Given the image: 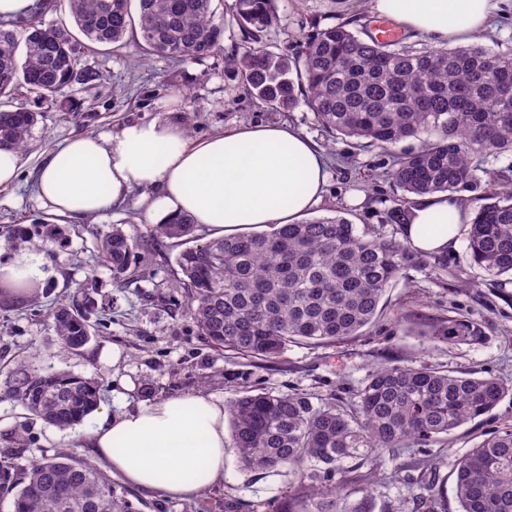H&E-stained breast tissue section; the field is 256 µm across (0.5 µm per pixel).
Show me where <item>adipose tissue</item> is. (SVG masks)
Wrapping results in <instances>:
<instances>
[{"label":"adipose tissue","instance_id":"1","mask_svg":"<svg viewBox=\"0 0 512 512\" xmlns=\"http://www.w3.org/2000/svg\"><path fill=\"white\" fill-rule=\"evenodd\" d=\"M506 0H368L373 14L428 36L434 44L466 43L483 35ZM327 158L293 127L253 123L190 140L179 121L159 117L124 125L110 136L83 134L51 148L38 174V197L75 222L97 217L147 187L153 222L179 215L221 234L238 226L288 224L322 199ZM469 211L445 194L422 197L405 233L415 248L445 253L458 233L439 220ZM43 255L25 248L0 260V282L23 288L42 282ZM85 444L124 481L141 491L189 500L222 481L229 446L223 401L186 393L112 414Z\"/></svg>","mask_w":512,"mask_h":512}]
</instances>
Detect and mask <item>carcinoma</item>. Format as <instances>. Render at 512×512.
<instances>
[{"label": "carcinoma", "instance_id": "cac0c4a2", "mask_svg": "<svg viewBox=\"0 0 512 512\" xmlns=\"http://www.w3.org/2000/svg\"><path fill=\"white\" fill-rule=\"evenodd\" d=\"M66 0L79 31L93 44L120 47L139 28L144 50L177 62L223 51L224 23L212 0ZM56 7L41 0L18 20L0 18V97L18 101L0 110V151L27 146L44 105L63 88L99 75L78 68L82 45L67 26L45 20ZM240 43L224 56L267 106L291 111L305 101L327 136L349 138L391 158L392 178L405 198L388 221L410 222L413 198L456 193L486 177L482 203L467 230L470 266L512 283V182L488 167L512 158V51L478 44L452 48L380 41L349 23L316 29L295 48L274 53L261 36L280 22L277 0H235ZM418 146L400 152L397 144ZM197 225L179 216L132 237L120 228L100 241L99 258L121 284L136 251L160 239L187 244L176 257L200 335L233 355L270 361L291 344L334 343L357 336L380 312L387 290L410 268L447 270L441 255L416 249L407 237L360 231L347 218L302 219L270 230L196 242ZM95 285L82 302L53 314L58 342L78 350L92 338ZM450 346L484 341L481 324L450 317L426 334ZM512 389L494 377L440 370L412 361L378 369L352 402L313 403L303 394L245 393L228 414L233 448L251 470L293 471L309 494L288 498L279 512H373L374 489L356 468L385 451L445 444L448 435L492 411ZM0 395L31 415L65 429L82 422L100 401L93 379L23 358L0 383ZM0 488L18 489L15 512H137L93 463L65 450L29 460L23 481L0 469ZM461 512H512V427L474 445L457 463Z\"/></svg>", "mask_w": 512, "mask_h": 512}]
</instances>
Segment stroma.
Instances as JSON below:
<instances>
[{
    "label": "stroma",
    "instance_id": "35a3bbf8",
    "mask_svg": "<svg viewBox=\"0 0 512 512\" xmlns=\"http://www.w3.org/2000/svg\"><path fill=\"white\" fill-rule=\"evenodd\" d=\"M277 5L288 22L272 27L265 37L274 52L295 45L312 27L349 20L359 29L373 18L365 0H278ZM79 64L97 72L98 80L62 90L60 97L72 104V111L43 112L27 149L18 156L16 184L0 187V248L8 251L32 242L45 254L48 272L35 301L0 298V368H12L35 354L44 365L98 381L101 400L83 423L61 430L0 397V462L19 470L31 458L57 449L92 460L82 441L106 415L186 393L215 394L228 402L246 391L299 393L315 400L336 395L350 401L374 370L410 359L491 375L512 385V302L494 287L475 283L463 237L447 256V272L407 270L388 289L377 319L361 335L336 343L292 345L274 363L227 357L199 336L187 291L178 285V240L165 238L151 251L139 253L124 286L116 287L111 270L98 259L97 244L116 225L132 236L146 234L153 193L134 190L122 206L82 223L50 213L36 195V173L48 149L77 134L112 135L126 123L169 113L194 140L252 122L289 123L316 142L329 160L326 193L313 216L339 213L357 227H380L389 233L393 226L387 213L402 192L387 174L385 154L359 150L341 139L328 141L305 104L289 112L262 104L244 90L238 77L225 72L223 55L201 62L148 56L139 35L132 34L118 50L83 48ZM89 280L98 290L95 334L82 350L67 351L57 342L51 313L59 304L76 300L80 285ZM451 316L481 323L484 342L426 344L427 327ZM510 424L511 393L489 415L450 434L447 446L382 454L374 468L359 471L362 483L379 493L374 512H412L413 497L426 494L432 482L443 492L442 512H460L455 496L458 460L486 434ZM19 431L26 438L21 448L15 437ZM413 458L432 460L435 481H428L420 469H399V462ZM112 481L140 512H224L228 502L237 512H274L283 497L301 491L292 471L247 469L232 448L225 456L223 481L206 485L190 501L139 491L117 474Z\"/></svg>",
    "mask_w": 512,
    "mask_h": 512
}]
</instances>
